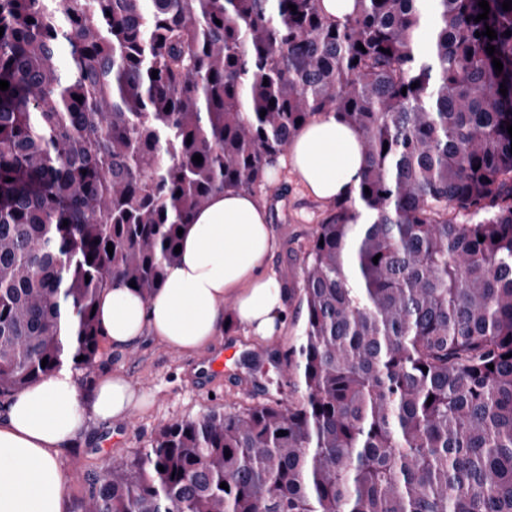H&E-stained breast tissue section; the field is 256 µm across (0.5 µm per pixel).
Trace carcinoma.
Returning a JSON list of instances; mask_svg holds the SVG:
<instances>
[{"mask_svg": "<svg viewBox=\"0 0 512 512\" xmlns=\"http://www.w3.org/2000/svg\"><path fill=\"white\" fill-rule=\"evenodd\" d=\"M423 2L0 0V397L94 368L100 295L155 293L315 116L363 144L270 350L288 402L163 426L72 512H512V10Z\"/></svg>", "mask_w": 512, "mask_h": 512, "instance_id": "1", "label": "carcinoma"}]
</instances>
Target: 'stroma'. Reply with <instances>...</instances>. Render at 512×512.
Returning a JSON list of instances; mask_svg holds the SVG:
<instances>
[{"label":"stroma","mask_w":512,"mask_h":512,"mask_svg":"<svg viewBox=\"0 0 512 512\" xmlns=\"http://www.w3.org/2000/svg\"><path fill=\"white\" fill-rule=\"evenodd\" d=\"M267 205L275 235L273 268L285 287H293L300 275V259L318 224L329 213L330 203L310 196L290 168L278 170L276 180L264 181L256 194ZM304 310L291 294L286 319L273 341L245 336L241 329L216 338L203 354L191 357L168 349L147 336L129 349L106 348L102 362L90 370H74L80 391H87L102 376L119 372L133 388L147 395V406L122 419L103 423L89 419L84 445L61 456L68 498L86 495L88 475L113 460L130 458L150 446L165 425L199 417L227 406L263 401L268 378L275 370L266 354L268 346L287 349L302 332ZM234 352L222 371L203 367L226 347Z\"/></svg>","instance_id":"stroma-1"}]
</instances>
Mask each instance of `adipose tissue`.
<instances>
[{"label": "adipose tissue", "mask_w": 512, "mask_h": 512, "mask_svg": "<svg viewBox=\"0 0 512 512\" xmlns=\"http://www.w3.org/2000/svg\"><path fill=\"white\" fill-rule=\"evenodd\" d=\"M287 161L312 196L345 197L361 179L362 140L353 127L323 114L294 137ZM274 250L268 210L255 197L232 190L212 196L184 225L179 257L155 294L114 288L101 295L98 318L107 341L125 349L151 335L194 355L223 334L228 319L247 335L275 336L288 290L273 270ZM144 402L122 374L82 393L65 368L13 394L0 405V512H67L59 457L84 437L89 417L120 419Z\"/></svg>", "instance_id": "adipose-tissue-1"}]
</instances>
